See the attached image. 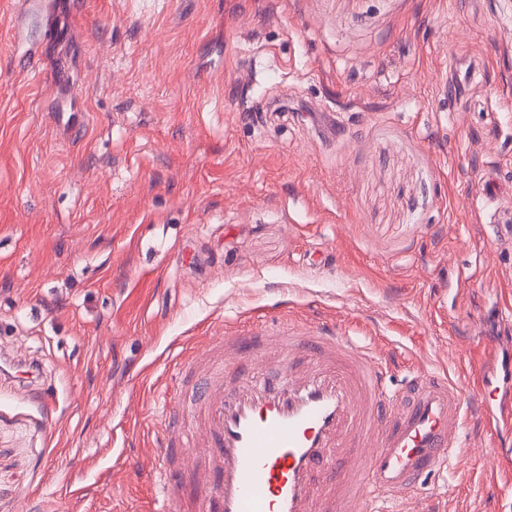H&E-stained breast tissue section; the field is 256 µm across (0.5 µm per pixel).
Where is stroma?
<instances>
[{"mask_svg":"<svg viewBox=\"0 0 512 512\" xmlns=\"http://www.w3.org/2000/svg\"><path fill=\"white\" fill-rule=\"evenodd\" d=\"M493 173L512 211V0H0V512H151L182 354L285 306L397 381L497 367Z\"/></svg>","mask_w":512,"mask_h":512,"instance_id":"35a3bbf8","label":"stroma"}]
</instances>
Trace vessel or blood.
Returning <instances> with one entry per match:
<instances>
[{
    "instance_id": "b4317fda",
    "label": "vessel or blood",
    "mask_w": 512,
    "mask_h": 512,
    "mask_svg": "<svg viewBox=\"0 0 512 512\" xmlns=\"http://www.w3.org/2000/svg\"><path fill=\"white\" fill-rule=\"evenodd\" d=\"M276 364L250 374L244 353ZM393 364L377 347L332 323L306 333L236 331L208 353L185 358L177 387L199 424L190 488L195 512H434L426 476L464 459L467 425L512 430V415L490 403L486 379L426 368L392 386Z\"/></svg>"
}]
</instances>
